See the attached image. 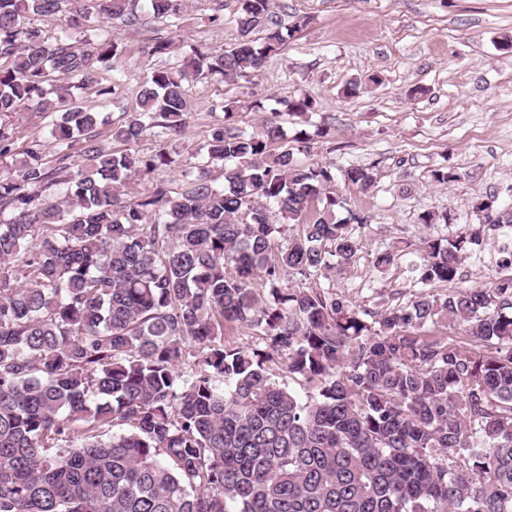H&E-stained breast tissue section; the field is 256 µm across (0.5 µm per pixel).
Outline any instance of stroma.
Here are the masks:
<instances>
[{"mask_svg":"<svg viewBox=\"0 0 512 512\" xmlns=\"http://www.w3.org/2000/svg\"><path fill=\"white\" fill-rule=\"evenodd\" d=\"M235 9L236 0H224L226 22L216 26L194 0L177 36L213 47L232 43ZM276 16L285 26L301 16L308 23L255 75L189 82L192 110L169 144L173 164L135 180L127 195L136 197L158 181L179 188L185 171L201 163L199 150L222 122L225 101L236 102L239 124L250 131L263 110L278 109L289 141L305 122L288 115V103L310 95L317 110L308 123L327 129L315 140V159L374 174L364 193L341 181L334 186L348 209L368 222L354 230L360 249L353 263L328 271L326 284L359 310L407 304L416 293L408 265L418 260L422 241L459 224H480L475 206L481 198H512V0H277ZM168 32L147 9L137 25L117 28L126 46V91L102 109L106 121L135 109L139 85L161 64L145 48ZM373 75L378 83H370ZM356 80L360 93L346 95ZM53 120L50 113H8L0 115V129L16 147L36 140L51 155ZM440 168L456 173V180L434 182ZM428 211L447 216V223H422ZM498 239V232H486L482 247L464 256L463 286L487 283ZM402 248L406 256L387 269L375 267L378 253Z\"/></svg>","mask_w":512,"mask_h":512,"instance_id":"1","label":"stroma"}]
</instances>
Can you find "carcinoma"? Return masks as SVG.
<instances>
[{
	"instance_id": "cac0c4a2",
	"label": "carcinoma",
	"mask_w": 512,
	"mask_h": 512,
	"mask_svg": "<svg viewBox=\"0 0 512 512\" xmlns=\"http://www.w3.org/2000/svg\"><path fill=\"white\" fill-rule=\"evenodd\" d=\"M80 2L0 0V114L61 113L52 160L0 130V158L12 156L0 166V512H512V210L495 196L477 206L502 231L486 286L456 285L483 244L464 224L423 242L409 304L368 313L320 278L354 261L353 225L367 223L336 219L330 187L364 192L373 174L302 163L305 129L278 147V120L248 133L227 104L200 148L224 186L203 167L174 194L157 184L126 202L135 179L172 163L164 146L132 145L184 128L185 82L260 72L304 20L284 30L275 0H237L234 42L153 69L106 148L101 113L69 89L116 99L122 43L102 27L50 38L33 22L77 26ZM147 2L180 28L187 0ZM91 4L139 21L140 0ZM172 47L158 36L147 52ZM314 111L308 95L288 102L290 115ZM73 157L83 169L65 181ZM60 183L68 219L41 201ZM276 213L300 230L286 235ZM438 284L448 293L428 292ZM442 321L469 345L420 334ZM232 324L265 348L225 347Z\"/></svg>"
}]
</instances>
